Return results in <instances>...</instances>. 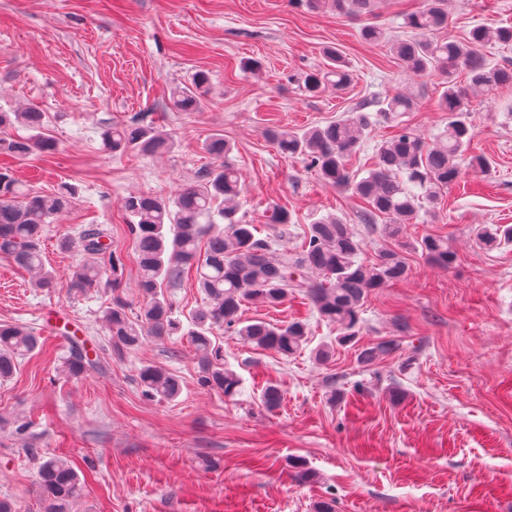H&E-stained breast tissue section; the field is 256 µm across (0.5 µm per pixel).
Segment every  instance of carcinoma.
Here are the masks:
<instances>
[{
	"label": "carcinoma",
	"instance_id": "carcinoma-1",
	"mask_svg": "<svg viewBox=\"0 0 512 512\" xmlns=\"http://www.w3.org/2000/svg\"><path fill=\"white\" fill-rule=\"evenodd\" d=\"M306 2L311 8L322 2L338 14L360 16L372 13L377 0ZM403 25L408 35L390 40L393 55L407 71L438 77L444 85L439 109L448 113V123L432 138L402 127L377 145L374 167L365 176L351 174L349 158L373 125L416 108L417 99L401 93L379 101L373 114L360 107L323 126L267 131L282 154L302 157L324 181L362 198L366 202L359 214L362 223L373 226L384 219L381 231L397 240L398 247L380 251L366 264L359 260L361 242L351 225L327 215L308 225L299 250H275L274 241L258 237L256 225L239 216L246 202L245 191L237 170L226 160L231 146L217 134L204 145L213 162L199 168L195 181L174 199L138 194L125 201L142 297L135 318H130L128 303L119 294L120 259L112 252L107 230L99 224H84L58 239L60 249L83 256L63 284L69 295L80 298L99 289L112 292V302L101 311L99 322L117 358L141 347L149 336L158 341L187 336L195 350L198 384L231 398L241 390L242 380L224 365V348L213 341L216 331L229 330L251 347L272 351L285 360L302 351L308 336L307 323L301 319L284 324L242 319L244 303L275 307L288 299L289 289L303 288L320 317L340 328L337 343L345 345L358 336L360 312L369 291L408 276L403 252L419 251L444 268L454 264L456 254L447 238L428 234L409 241L404 234L407 224L425 207L437 204L442 190L458 182L462 163L474 170L488 169L485 156L468 154L475 132L466 113L471 92L512 85V69L490 61L485 53L486 44L492 41L512 42V26L494 31L477 27L461 41L436 39L434 32L448 26V0H423L420 10L404 15ZM326 56L329 64L303 79V88L310 95L327 89L340 92L354 81L353 72L336 51L329 50ZM459 72L466 74L468 87L456 85ZM207 84L208 76L200 74L192 85L175 88L174 107L183 112L200 111ZM47 125L45 113L33 106L0 110V153L26 158L55 150V140L46 133ZM17 127L25 134L6 135L7 130ZM101 136L104 148L114 154L135 149L154 155L172 147L171 136L138 119L111 124ZM74 203L75 189L68 184L52 195H41L16 180L8 169H0V255L27 271L35 288L58 287L53 271L43 260V238L46 226ZM269 212V223L278 226L279 237L288 236L291 213L276 203L270 205ZM470 236L478 249L490 252L512 243V225L474 224ZM192 269L208 305L190 316L186 328L173 316L170 294ZM43 348L44 342L33 329L0 324V382L13 376L19 359ZM394 348L391 341L379 342L363 349L360 360L373 362ZM92 366L84 346L69 341L60 357L61 371L79 377ZM138 382L151 399L172 401L182 389L175 373L151 363L138 369ZM260 400L266 410L275 411L281 406L283 393L277 385L269 384ZM86 481L64 456L38 458L37 486L43 512H71Z\"/></svg>",
	"mask_w": 512,
	"mask_h": 512
}]
</instances>
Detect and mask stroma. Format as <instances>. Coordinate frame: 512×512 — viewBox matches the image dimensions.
<instances>
[{
    "mask_svg": "<svg viewBox=\"0 0 512 512\" xmlns=\"http://www.w3.org/2000/svg\"><path fill=\"white\" fill-rule=\"evenodd\" d=\"M448 14L446 33L460 39L476 26L511 25L512 0H448ZM360 26L302 0H0V109L37 106L57 143L24 160L2 155L0 167L44 195L64 182L77 189L73 208L47 227L45 259L58 277L77 256L58 250L57 238L102 225L122 263L124 296L139 308L123 202L177 194L210 163L203 145L216 133L232 146L245 218L260 237L277 235L267 222L275 202L293 215L289 248L327 213L354 225L364 260L392 247L359 223V198L280 155L266 135L322 125L402 90L419 101L404 126L428 138L446 124L437 79L408 73L387 44L363 42ZM327 47L355 80L340 94L304 95L297 80L324 68ZM246 58L260 61L258 75L241 71ZM199 71L210 77L202 110L177 111L171 89ZM138 114L169 133L170 154L103 149V127ZM468 120L472 152L492 167L463 170L437 209L407 228L411 240L447 237L455 263L440 268L406 253L407 278L369 293L360 334L346 346L302 289L276 308L245 304L249 320H305L309 342L283 360L219 331L224 361L243 379L231 399L199 386L187 337L150 339L116 358L96 321L103 293L74 299L31 288L29 274L0 256V324L57 321L45 353L0 383V497L42 512L36 463L56 454L93 471L76 512H315L330 499L336 512H512V245L485 252L467 230L512 224V86L474 97ZM70 336L86 339L94 360L78 378L59 371ZM383 340L395 349L362 363L360 351ZM331 342L332 359L316 360L315 349ZM145 363L181 376L178 398L142 395ZM269 383L283 393L272 412L259 403ZM17 420L27 422L25 435L15 434ZM296 460L308 481L296 478Z\"/></svg>",
    "mask_w": 512,
    "mask_h": 512,
    "instance_id": "35a3bbf8",
    "label": "stroma"
}]
</instances>
